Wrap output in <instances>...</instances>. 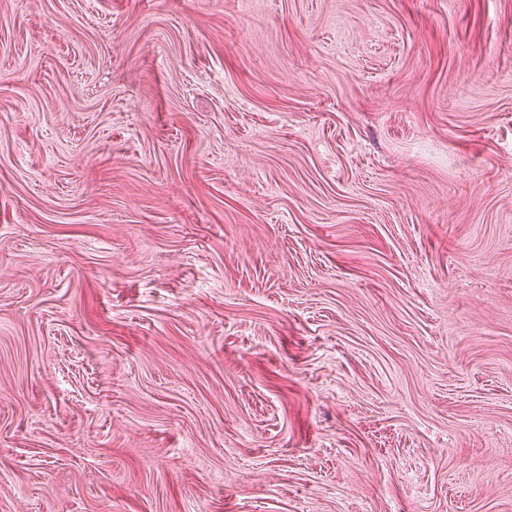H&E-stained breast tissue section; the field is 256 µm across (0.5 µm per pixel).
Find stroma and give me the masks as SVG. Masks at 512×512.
Listing matches in <instances>:
<instances>
[{
	"mask_svg": "<svg viewBox=\"0 0 512 512\" xmlns=\"http://www.w3.org/2000/svg\"><path fill=\"white\" fill-rule=\"evenodd\" d=\"M0 512H512V0H0Z\"/></svg>",
	"mask_w": 512,
	"mask_h": 512,
	"instance_id": "stroma-1",
	"label": "stroma"
}]
</instances>
